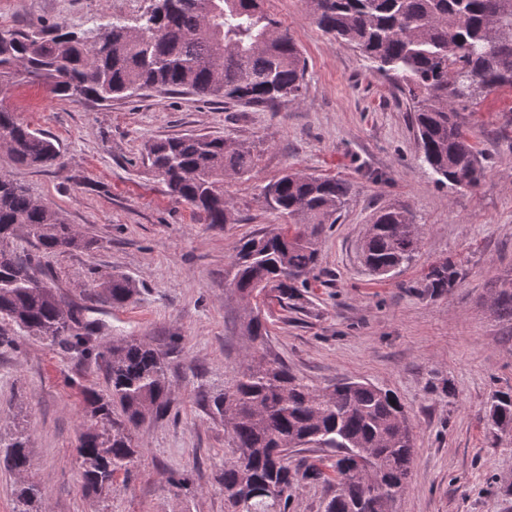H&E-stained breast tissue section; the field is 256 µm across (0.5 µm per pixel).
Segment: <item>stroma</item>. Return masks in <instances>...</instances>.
Masks as SVG:
<instances>
[{"label":"stroma","mask_w":512,"mask_h":512,"mask_svg":"<svg viewBox=\"0 0 512 512\" xmlns=\"http://www.w3.org/2000/svg\"><path fill=\"white\" fill-rule=\"evenodd\" d=\"M149 0H0V29L79 31L102 17L135 19ZM306 63L300 100L275 108L190 92L148 90L103 105L65 100L18 77L0 103L52 138L60 158L20 166L0 148V172L79 229L84 247L40 255V277L82 307L101 342L137 339L166 363L170 407L136 427L131 476L96 491L76 448L95 430L86 389L105 393L102 361L18 334L0 318V435L23 432L29 481L46 512H225L219 475L228 436L214 406L231 385L247 338L243 302L225 274L239 241L280 223L264 187L290 170L345 182L349 196L322 236L318 268L300 308L268 307L267 358L315 387L342 379L394 391L414 427L408 491L394 512H512V434L488 421L493 391L512 389V318L488 307L512 271V89L462 110L485 167L473 189L437 184L420 161L409 105L391 78L313 22L307 0H264ZM207 134L248 144L253 171L224 180L227 224L172 197L142 163L155 138ZM403 208L423 227L414 262L377 277L360 245L374 215ZM451 263L453 287L434 288L433 268ZM121 273L139 293L117 308L98 281ZM186 478L184 487L173 482Z\"/></svg>","instance_id":"35a3bbf8"}]
</instances>
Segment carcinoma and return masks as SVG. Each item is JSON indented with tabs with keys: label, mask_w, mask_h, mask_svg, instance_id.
I'll use <instances>...</instances> for the list:
<instances>
[{
	"label": "carcinoma",
	"mask_w": 512,
	"mask_h": 512,
	"mask_svg": "<svg viewBox=\"0 0 512 512\" xmlns=\"http://www.w3.org/2000/svg\"><path fill=\"white\" fill-rule=\"evenodd\" d=\"M309 3L318 28L357 49L372 72L402 83L422 162L436 182L476 187L485 167L459 108L512 88V0ZM139 26L150 36L140 37L117 16L80 32L59 26L52 36L1 29L0 85L23 75L57 96L103 103L150 89H187L255 106L302 96L305 58L260 0H154L139 15ZM0 145L28 167L46 166L59 154L50 138L2 106ZM143 163L206 223L226 224L231 209L224 178L250 173L254 159L242 143L189 135L147 143ZM348 192L334 178L285 173L267 186L265 201L288 223L240 241L232 257L227 286L245 301L248 346L235 383L215 402L231 447L219 479L227 512H288L305 483L327 486L322 512H391L408 488L414 433L394 392L365 381L313 388L282 363L258 355L268 336L259 302L271 291L282 307L301 298L319 263L321 235L338 222ZM19 228L47 254L83 246L84 238L50 203L0 174V316L32 336L106 363L109 394L86 390L102 431L82 434L77 454L85 483L108 490L118 474L128 476L135 466L133 429L146 415L168 408L162 354L145 341L92 343L95 326L84 310L34 287L39 278L32 264L4 247ZM421 235L407 211L383 209L362 241V261L378 276L407 267ZM455 280L451 263L432 272L435 288H450ZM99 287L115 307L137 292L135 282L119 274ZM490 308L512 318L511 273L494 290ZM489 417L495 429L512 433L511 392L492 393ZM299 448H327L331 462L293 466L289 456ZM0 465L19 475L28 471L23 437L0 440ZM269 485L279 488L277 496L265 493ZM43 502L42 487L30 483L17 494L13 512H45Z\"/></svg>",
	"instance_id": "cac0c4a2"
}]
</instances>
